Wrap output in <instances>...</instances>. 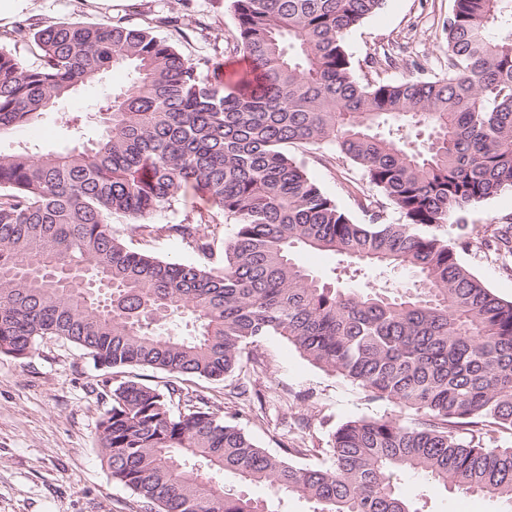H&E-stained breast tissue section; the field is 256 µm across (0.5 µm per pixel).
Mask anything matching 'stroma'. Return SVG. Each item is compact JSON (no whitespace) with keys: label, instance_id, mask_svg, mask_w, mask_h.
Instances as JSON below:
<instances>
[{"label":"stroma","instance_id":"35a3bbf8","mask_svg":"<svg viewBox=\"0 0 512 512\" xmlns=\"http://www.w3.org/2000/svg\"><path fill=\"white\" fill-rule=\"evenodd\" d=\"M454 0H385L382 8L346 36V49L362 80L402 82L441 78L448 73L442 22ZM188 15L204 30L177 24ZM104 24L122 21L148 27L184 58L223 55L227 69L237 67L236 20L231 0H14L0 14V48L24 67L38 64L33 38L13 39L16 22ZM391 53L396 65L372 71L366 61ZM130 71L117 67L98 81L78 84L74 92L45 112L33 126L0 136V150L20 145L47 152L67 146L62 116L82 112L126 86ZM289 151L301 160L321 188L355 221L365 216L357 203L370 186L361 171L325 149L303 144ZM512 220V193L505 191L466 215L472 237L490 236ZM113 227L135 249L183 263L198 262L185 244L169 239L146 241L123 219ZM461 262L498 296L512 300V269L493 253L470 246L458 251ZM261 364L250 381L258 393L251 401L227 394L237 376L220 381L192 379L191 390L204 397L210 410L249 433L260 447L281 454L283 447L310 448L305 462L329 465L324 453L329 434L339 424L358 417L393 414L394 406L371 399L346 381L303 359L279 336L268 337L256 351ZM138 377L164 385L167 376L151 369L112 368L94 363L74 344L54 336L40 338L24 359L0 355V512H144L136 495L114 481L102 459L98 423L110 404L108 393L121 382ZM404 483L417 490L427 512H512V504L481 494H463L408 474Z\"/></svg>","mask_w":512,"mask_h":512}]
</instances>
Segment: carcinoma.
<instances>
[{
  "mask_svg": "<svg viewBox=\"0 0 512 512\" xmlns=\"http://www.w3.org/2000/svg\"><path fill=\"white\" fill-rule=\"evenodd\" d=\"M247 68L181 56L148 28L19 23L40 63L0 49V135L35 123L79 82L114 67L129 84L98 105L100 130L61 151H0V354L27 357L43 336L109 367L171 377L127 380L99 423L112 479L147 512H275L213 481L231 473L314 512H422L401 483L512 501V300L462 262L436 230L512 190V0H454L443 22L448 76L363 81L345 46L383 0H231ZM331 149L375 194L357 223L290 154ZM189 192L211 210L176 224L149 218ZM402 221L384 220L385 204ZM177 238L213 256L221 220L236 225L224 266L179 263L130 248ZM478 247L512 257V224ZM330 252L367 268L408 271L402 291L345 288L297 254ZM179 318L189 333L168 327ZM270 336L312 365L409 415L357 418L327 441L274 455L192 396L189 377L220 380Z\"/></svg>",
  "mask_w": 512,
  "mask_h": 512,
  "instance_id": "obj_1",
  "label": "carcinoma"
}]
</instances>
